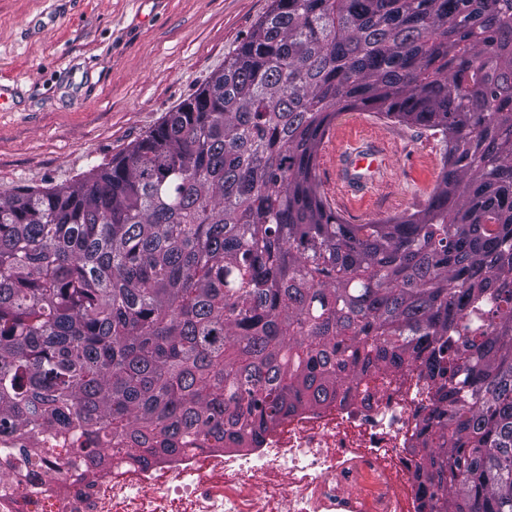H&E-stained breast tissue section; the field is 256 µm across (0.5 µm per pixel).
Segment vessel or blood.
<instances>
[{
  "label": "vessel or blood",
  "instance_id": "obj_1",
  "mask_svg": "<svg viewBox=\"0 0 512 512\" xmlns=\"http://www.w3.org/2000/svg\"><path fill=\"white\" fill-rule=\"evenodd\" d=\"M386 169V152L371 142L343 147L336 162V181L346 196H362L378 185Z\"/></svg>",
  "mask_w": 512,
  "mask_h": 512
}]
</instances>
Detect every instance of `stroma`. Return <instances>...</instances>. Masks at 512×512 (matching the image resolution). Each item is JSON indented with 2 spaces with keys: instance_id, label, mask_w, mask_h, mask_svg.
Masks as SVG:
<instances>
[{
  "instance_id": "stroma-1",
  "label": "stroma",
  "mask_w": 512,
  "mask_h": 512,
  "mask_svg": "<svg viewBox=\"0 0 512 512\" xmlns=\"http://www.w3.org/2000/svg\"><path fill=\"white\" fill-rule=\"evenodd\" d=\"M271 0H0V191L73 183L124 153L221 70ZM380 141L388 177L346 206L343 144ZM443 167L424 130L344 112L317 154L321 194L357 223L421 209Z\"/></svg>"
}]
</instances>
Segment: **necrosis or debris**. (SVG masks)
Segmentation results:
<instances>
[{
  "label": "necrosis or debris",
  "mask_w": 512,
  "mask_h": 512,
  "mask_svg": "<svg viewBox=\"0 0 512 512\" xmlns=\"http://www.w3.org/2000/svg\"><path fill=\"white\" fill-rule=\"evenodd\" d=\"M434 389L415 367L341 385L334 402L288 415L250 448L189 449L100 469L41 456L16 474L0 439V512H420L419 418Z\"/></svg>",
  "instance_id": "necrosis-or-debris-1"
}]
</instances>
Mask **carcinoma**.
<instances>
[{
  "label": "carcinoma",
  "mask_w": 512,
  "mask_h": 512,
  "mask_svg": "<svg viewBox=\"0 0 512 512\" xmlns=\"http://www.w3.org/2000/svg\"><path fill=\"white\" fill-rule=\"evenodd\" d=\"M345 111L438 137L422 209L349 224L322 196ZM405 363L436 391L430 512H512V0H271L125 153L0 192V437L30 470L241 448Z\"/></svg>",
  "instance_id": "obj_1"
}]
</instances>
